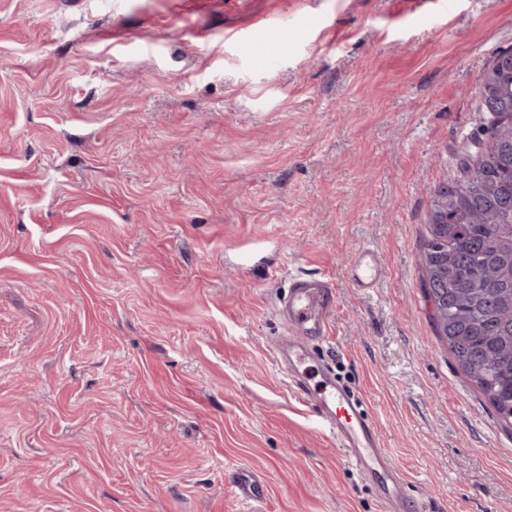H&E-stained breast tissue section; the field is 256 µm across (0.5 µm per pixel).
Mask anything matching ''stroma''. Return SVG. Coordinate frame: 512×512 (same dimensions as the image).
<instances>
[{"label":"stroma","instance_id":"35a3bbf8","mask_svg":"<svg viewBox=\"0 0 512 512\" xmlns=\"http://www.w3.org/2000/svg\"><path fill=\"white\" fill-rule=\"evenodd\" d=\"M510 48L512 0H0V512H384L273 359L298 273L423 512H512L420 263ZM352 278L359 288H373L382 273L377 254L370 248H363L355 254L351 264ZM236 496L245 503L255 504L265 497V485L250 470H241L234 481Z\"/></svg>","mask_w":512,"mask_h":512}]
</instances>
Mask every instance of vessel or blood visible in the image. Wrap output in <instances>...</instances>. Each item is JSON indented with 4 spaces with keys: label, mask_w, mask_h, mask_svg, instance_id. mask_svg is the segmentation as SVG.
<instances>
[{
    "label": "vessel or blood",
    "mask_w": 512,
    "mask_h": 512,
    "mask_svg": "<svg viewBox=\"0 0 512 512\" xmlns=\"http://www.w3.org/2000/svg\"><path fill=\"white\" fill-rule=\"evenodd\" d=\"M351 271L358 287L370 288L380 277L382 268L377 254L364 248L356 253ZM334 299V286L329 280L301 274L292 277L286 305L288 316L297 326L299 335L288 346L289 379L296 385L298 399L314 408L339 441L347 460L361 470L380 471L391 485L392 496L401 497L406 512H420L417 501L407 496L404 482L396 479L378 427L365 411L362 397L336 384L328 372L323 373L321 385L313 387L309 384L303 366L320 360L311 344L327 338ZM234 487L237 498L245 503L255 504L265 497L264 484L247 469L238 473Z\"/></svg>",
    "instance_id": "1"
}]
</instances>
